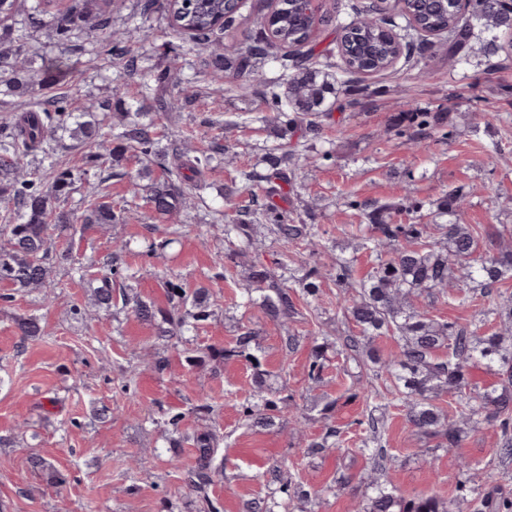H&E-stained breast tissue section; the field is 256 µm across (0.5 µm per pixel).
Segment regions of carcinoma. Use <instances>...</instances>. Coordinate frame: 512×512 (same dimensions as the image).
Returning a JSON list of instances; mask_svg holds the SVG:
<instances>
[{"label": "carcinoma", "instance_id": "cac0c4a2", "mask_svg": "<svg viewBox=\"0 0 512 512\" xmlns=\"http://www.w3.org/2000/svg\"><path fill=\"white\" fill-rule=\"evenodd\" d=\"M474 15L488 30L502 26L504 18L512 14V0H472ZM459 0H448L447 10L432 13L425 26L448 29V57L453 58L472 49L474 32L471 24L459 18ZM224 15V0H184L181 4L180 23L195 30L194 47L206 49L208 66L213 78H222L227 71L223 44L212 28L215 18ZM54 35L65 45V53L44 57L34 67L30 58L27 35L0 26V68L6 78L0 85L14 95H24L28 89L39 86L50 89L64 80L70 71L69 57L84 51V36L99 32V50L113 63L128 72L138 68L137 56L131 54L127 42L135 38L146 41L150 32L143 25L127 28L117 36L112 31V13L98 7L97 0H73V4L50 20ZM316 28L314 20L303 16L293 6L279 13L276 20L264 16L259 21V35L253 42L238 49L235 74L253 77L258 74L257 64L274 55L278 46L268 37L271 30L283 42L308 43ZM354 44L364 51L353 56L350 67L377 69L384 66L390 47L368 23L360 19L349 32ZM174 83L179 94L186 98L195 95L193 82L175 77L172 70L154 76V83H143L141 95L153 98L157 110L167 112L172 103L162 96L169 83ZM287 100L295 115L319 113L327 97L336 91L332 76L319 70L305 68L287 79ZM109 105L72 102L69 97H50L43 103L30 106L20 114L0 117V282H7L20 290H38L51 287V268L56 261H67L71 274L90 288L92 305L107 310L112 307V281L120 278L130 281L135 274L118 263L124 242L115 243L114 250L100 267L101 274L88 276V266L72 258L67 250H58L51 231L63 232L79 219L84 224L106 226L126 219L128 209L116 211L112 204L95 197L80 201L81 215L65 209L77 185L91 177V171L102 170V165L118 167L127 154L135 153L144 161L135 173L126 172L132 197L146 192L151 210L167 216L185 211L197 202H205L206 176L221 162L223 145L216 143L209 149L191 151L184 142L169 140L160 147L164 132L147 112H110ZM69 139L78 145L94 148L88 156V167L74 170L56 157L55 144ZM41 156V168L21 172L24 158ZM286 157H272L268 172H240L247 182L265 183L266 196L281 192V184L288 183V173L282 168ZM162 170V176L149 177L151 167ZM217 222L224 225V256L236 257L242 248L255 245L257 227L266 228L272 241L286 247L300 242L313 247L317 254L332 251L324 233L316 224H307L286 210L266 206L241 211L232 222L224 223V211L214 210ZM367 223L355 224L352 235L359 239L358 247L375 256L372 271L354 287V294L344 300L341 309L353 324L356 334L342 337V346L353 358L365 357L374 365L373 377L389 383L386 395L406 408V420L418 434L438 440L439 448H457L468 430L480 422H495L503 431L512 427V336L502 333L481 335L477 329L455 323L439 322L428 312L416 307L413 299L424 294L430 296L447 293L448 286L457 290L470 286L481 288L483 296L490 297L488 289L507 276L512 277V250L501 249L492 254H478V241L464 224L450 221L440 225L442 240L430 242L427 224H392L387 220V209L366 210ZM336 283L349 280L351 266L346 258L335 257L331 266ZM322 278L321 267L310 266L301 282L303 294L317 297ZM168 294V307L158 308L136 296L123 293V301L131 306L137 318L162 325L159 339L168 341L183 334L192 323L209 316L212 294L206 287L188 290L177 279L164 282ZM296 290L279 278L275 271L261 262L248 265L243 294L248 304L259 308L273 319H286L295 314L293 296ZM21 339L47 336L50 329L41 318L30 315L17 319ZM384 335L401 341L397 355L383 359L374 347L376 338ZM255 334L244 327L231 348L211 347L202 358L221 362L244 356L255 367L260 361L252 353ZM324 345L317 344L311 352L308 365L309 380L317 383L324 369ZM481 363L485 368L505 377L501 387L480 388L468 381V368ZM255 390L251 400L242 406L245 423L251 427H270L282 417L290 406L286 396L276 395L265 387L261 376L254 379ZM455 400V416L448 418L439 400L443 396ZM369 432L365 443L371 456L373 471L386 473L392 462L378 420L369 415L363 422ZM195 465L186 483L202 502V512H218L206 489L213 478L222 474L218 460V441L208 431L192 437ZM33 468L43 472L52 484L64 482V476L54 463L41 456L31 457ZM478 469L467 466L459 479L457 492L448 502L434 494L403 497L389 481L370 477L360 512H484L490 508L487 500L477 498L475 476ZM270 481L279 484L278 492L287 499L306 498L302 486L285 478L281 467L270 471Z\"/></svg>", "mask_w": 512, "mask_h": 512}]
</instances>
